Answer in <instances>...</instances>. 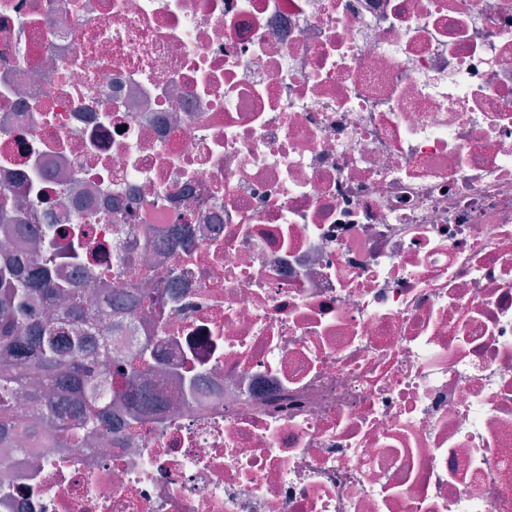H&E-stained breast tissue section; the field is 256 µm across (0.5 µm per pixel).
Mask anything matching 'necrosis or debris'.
Returning a JSON list of instances; mask_svg holds the SVG:
<instances>
[{"instance_id":"necrosis-or-debris-1","label":"necrosis or debris","mask_w":512,"mask_h":512,"mask_svg":"<svg viewBox=\"0 0 512 512\" xmlns=\"http://www.w3.org/2000/svg\"><path fill=\"white\" fill-rule=\"evenodd\" d=\"M0 186L178 402L0 512H512V0H0Z\"/></svg>"}]
</instances>
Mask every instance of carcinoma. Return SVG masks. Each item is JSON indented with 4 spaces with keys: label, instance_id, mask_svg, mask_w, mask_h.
Returning <instances> with one entry per match:
<instances>
[{
    "label": "carcinoma",
    "instance_id": "1",
    "mask_svg": "<svg viewBox=\"0 0 512 512\" xmlns=\"http://www.w3.org/2000/svg\"><path fill=\"white\" fill-rule=\"evenodd\" d=\"M15 205L11 191L0 187V447L16 443L14 405L23 398L32 407L30 422L47 442L76 448L84 432L112 412V400L101 393L112 366V314L92 313L94 298L83 284L49 273L59 258L52 239L18 237ZM38 305L51 313H37ZM153 357L147 342L139 361L119 368L141 409L151 406ZM72 411L80 414L75 423L64 419Z\"/></svg>",
    "mask_w": 512,
    "mask_h": 512
}]
</instances>
